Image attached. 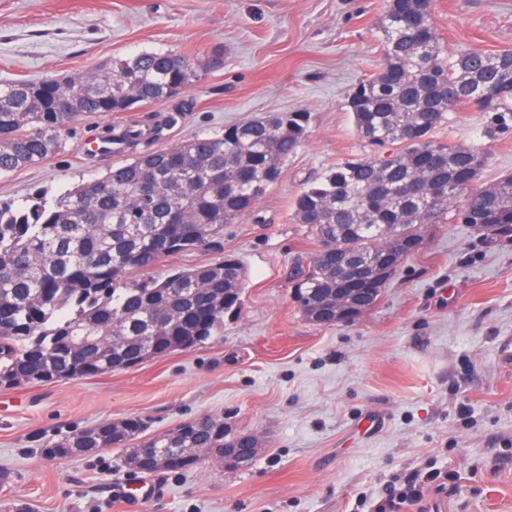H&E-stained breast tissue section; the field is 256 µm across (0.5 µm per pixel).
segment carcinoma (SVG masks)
I'll return each instance as SVG.
<instances>
[{
  "instance_id": "obj_1",
  "label": "carcinoma",
  "mask_w": 512,
  "mask_h": 512,
  "mask_svg": "<svg viewBox=\"0 0 512 512\" xmlns=\"http://www.w3.org/2000/svg\"><path fill=\"white\" fill-rule=\"evenodd\" d=\"M433 0H389L379 27L383 73L347 92L359 139L371 147L403 144L389 156H352L309 183L293 217L319 245L293 284L305 317L320 303L336 312V289L374 288L380 297L399 264L379 278L350 274L393 248L396 236L431 224H466L482 235L512 234V173L481 182L480 146L432 139L449 113L468 107L512 117V50L454 55L432 20ZM200 78L190 59L145 51L114 59L67 81L0 83V175L38 165L62 151L79 117L129 112L177 95ZM310 113L278 112L224 131L143 153L104 177L49 199L0 200V386L93 377L140 364L152 352L201 346L242 305L247 272L237 259L154 274L161 260L222 236L249 215L280 177L308 133ZM145 137L134 122L107 133L102 149L124 150ZM409 182L418 197L396 194ZM220 417L180 424L151 447L203 448L222 456ZM115 424L128 442L146 431L140 417ZM68 448L111 447L96 428L61 439Z\"/></svg>"
}]
</instances>
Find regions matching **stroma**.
<instances>
[{
    "label": "stroma",
    "instance_id": "obj_1",
    "mask_svg": "<svg viewBox=\"0 0 512 512\" xmlns=\"http://www.w3.org/2000/svg\"><path fill=\"white\" fill-rule=\"evenodd\" d=\"M387 0H0V82L75 76L142 51L195 59L201 77L139 109L146 123L180 110L156 148L296 109L306 140L254 214L219 242L156 267L231 255L247 268L224 334L127 370L0 388V504L32 512H380L401 479L424 478L421 501L395 512H512V237L463 224L428 227L379 302L349 323L319 326L292 300L316 245L292 219L307 181L368 154L346 94L382 64ZM449 50L512 49V0H433ZM222 49L223 60L209 56ZM125 112L89 114L40 165L0 176V200L57 195L103 177L130 153L99 152ZM433 138L486 149L484 182L512 172V123L450 113ZM203 415L253 436L244 467L210 458L186 473L140 474L125 448L47 457L76 430L138 416L150 433ZM435 481H427V474Z\"/></svg>",
    "mask_w": 512,
    "mask_h": 512
}]
</instances>
